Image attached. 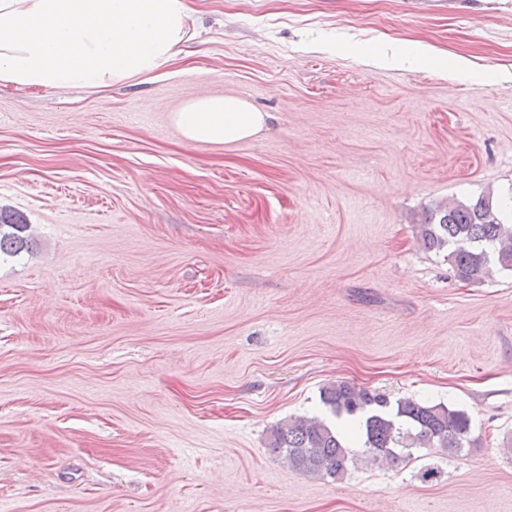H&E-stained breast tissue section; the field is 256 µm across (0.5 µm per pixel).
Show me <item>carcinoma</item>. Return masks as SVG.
Listing matches in <instances>:
<instances>
[{
	"label": "carcinoma",
	"mask_w": 512,
	"mask_h": 512,
	"mask_svg": "<svg viewBox=\"0 0 512 512\" xmlns=\"http://www.w3.org/2000/svg\"><path fill=\"white\" fill-rule=\"evenodd\" d=\"M29 224L20 214L0 210V261L33 248ZM420 235L429 249L448 251L455 276L468 283L482 281L493 266L512 271V224L500 218L492 199L481 196L470 204L430 211ZM323 403L337 419L348 420L346 432L320 420L288 419L273 428L270 452L306 473L340 480L362 454L390 465L406 463L423 450L457 456L477 445L468 416L443 403L401 398L338 381L322 393Z\"/></svg>",
	"instance_id": "cac0c4a2"
}]
</instances>
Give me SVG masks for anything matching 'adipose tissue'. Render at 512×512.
I'll return each mask as SVG.
<instances>
[{
    "instance_id": "1",
    "label": "adipose tissue",
    "mask_w": 512,
    "mask_h": 512,
    "mask_svg": "<svg viewBox=\"0 0 512 512\" xmlns=\"http://www.w3.org/2000/svg\"><path fill=\"white\" fill-rule=\"evenodd\" d=\"M187 0H0V87H106L149 75L176 61L194 38ZM378 66L427 65L469 73L465 59L445 67L433 48L380 54ZM191 143H233L257 134L266 115L231 96L201 95L174 113Z\"/></svg>"
}]
</instances>
